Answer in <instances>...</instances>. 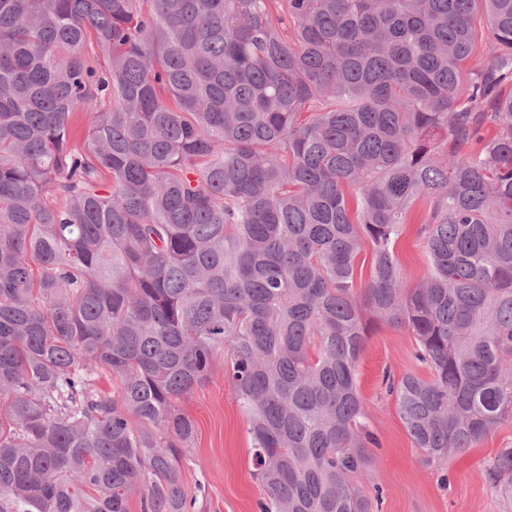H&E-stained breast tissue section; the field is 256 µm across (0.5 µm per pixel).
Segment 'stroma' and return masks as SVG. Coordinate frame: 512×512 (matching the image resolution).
Masks as SVG:
<instances>
[{"instance_id":"obj_1","label":"stroma","mask_w":512,"mask_h":512,"mask_svg":"<svg viewBox=\"0 0 512 512\" xmlns=\"http://www.w3.org/2000/svg\"><path fill=\"white\" fill-rule=\"evenodd\" d=\"M399 264L409 283L427 274L418 220H411L396 243ZM415 339L401 324L374 328L361 354L357 385L365 404L367 428L377 443L358 484L365 492L380 488L379 512H512V498L488 480L486 468L496 454L512 448V419L499 424L477 447L448 462L447 474L428 465L414 444L384 376H428L414 357ZM225 364H212L206 381L179 403L193 419L196 437L180 461V475L195 512H258L264 492L253 478L251 438L246 416L224 378Z\"/></svg>"}]
</instances>
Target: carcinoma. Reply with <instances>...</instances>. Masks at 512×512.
Returning <instances> with one entry per match:
<instances>
[{
	"mask_svg": "<svg viewBox=\"0 0 512 512\" xmlns=\"http://www.w3.org/2000/svg\"><path fill=\"white\" fill-rule=\"evenodd\" d=\"M510 84L512 0H0V512H194L177 402L226 354L259 512H373L380 323L428 464L512 418ZM419 222V216L415 214L410 224H406L395 247L404 276L413 285L419 283L427 274L425 250L420 235Z\"/></svg>",
	"mask_w": 512,
	"mask_h": 512,
	"instance_id": "carcinoma-1",
	"label": "carcinoma"
}]
</instances>
